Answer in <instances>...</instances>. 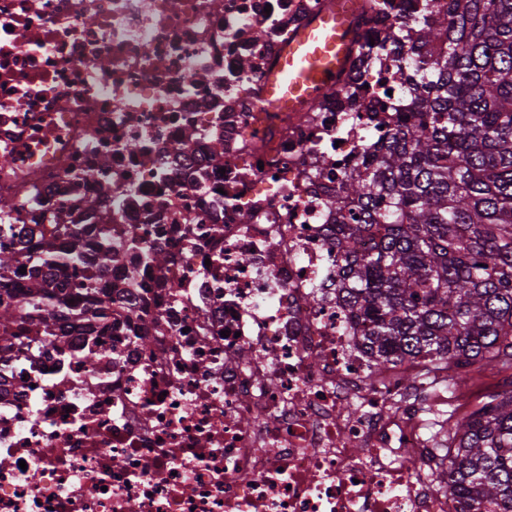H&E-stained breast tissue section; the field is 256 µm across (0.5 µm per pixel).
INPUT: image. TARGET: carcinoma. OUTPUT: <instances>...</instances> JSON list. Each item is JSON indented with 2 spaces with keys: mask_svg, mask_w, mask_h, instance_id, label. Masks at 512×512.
Here are the masks:
<instances>
[{
  "mask_svg": "<svg viewBox=\"0 0 512 512\" xmlns=\"http://www.w3.org/2000/svg\"><path fill=\"white\" fill-rule=\"evenodd\" d=\"M401 2L393 25L358 40L396 63L402 104L327 200L336 299L372 358L370 387L421 358L460 390L476 373L512 371V0ZM111 261L100 252L87 265L89 328L111 316L100 285ZM76 262L45 244L22 308H0V331L64 317L57 282ZM444 457L456 512H512V389L448 428Z\"/></svg>",
  "mask_w": 512,
  "mask_h": 512,
  "instance_id": "1",
  "label": "carcinoma"
}]
</instances>
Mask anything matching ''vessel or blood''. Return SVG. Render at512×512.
Masks as SVG:
<instances>
[{
	"label": "vessel or blood",
	"instance_id": "vessel-or-blood-1",
	"mask_svg": "<svg viewBox=\"0 0 512 512\" xmlns=\"http://www.w3.org/2000/svg\"><path fill=\"white\" fill-rule=\"evenodd\" d=\"M358 0H328L284 39L257 105L262 112H303L336 83L357 47Z\"/></svg>",
	"mask_w": 512,
	"mask_h": 512
}]
</instances>
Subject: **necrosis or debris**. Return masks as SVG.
Returning <instances> with one entry per match:
<instances>
[{
  "mask_svg": "<svg viewBox=\"0 0 512 512\" xmlns=\"http://www.w3.org/2000/svg\"><path fill=\"white\" fill-rule=\"evenodd\" d=\"M325 2L0 0V302L59 217L112 254L111 331L75 310L66 348L31 324L0 350V512H455L415 423L447 391L368 388L336 304L326 200L393 64L354 57L316 112L255 109Z\"/></svg>",
  "mask_w": 512,
  "mask_h": 512,
  "instance_id": "4bbe7bcc",
  "label": "necrosis or debris"
}]
</instances>
